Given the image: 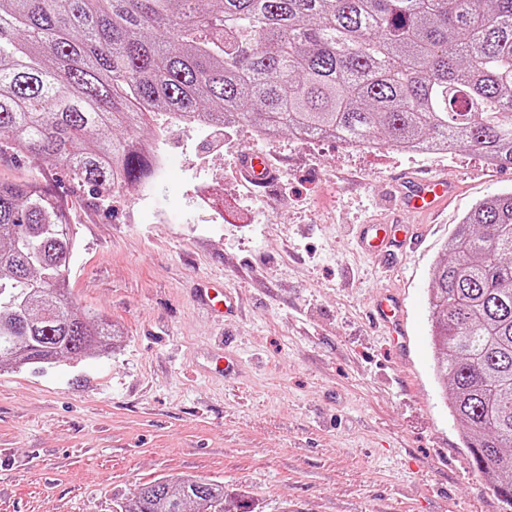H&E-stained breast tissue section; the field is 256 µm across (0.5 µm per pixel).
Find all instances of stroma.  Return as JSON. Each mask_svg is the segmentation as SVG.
Wrapping results in <instances>:
<instances>
[{
  "label": "stroma",
  "instance_id": "35a3bbf8",
  "mask_svg": "<svg viewBox=\"0 0 512 512\" xmlns=\"http://www.w3.org/2000/svg\"><path fill=\"white\" fill-rule=\"evenodd\" d=\"M137 133L162 136L165 170L105 206L49 161L0 155V181L64 204L70 293L114 333L86 355L0 365V512H112L136 485L180 476L223 483L250 512H503L433 375L428 293L456 224L511 191L512 168L472 149L208 137L161 113ZM252 150L277 164L270 189L237 177ZM429 174L456 190L421 241L393 267L363 254L359 225L397 218L393 179ZM213 278L237 306L221 321L201 300ZM385 288L405 298L403 355L369 317ZM228 341L239 363L223 380Z\"/></svg>",
  "mask_w": 512,
  "mask_h": 512
}]
</instances>
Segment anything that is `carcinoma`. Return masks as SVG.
I'll return each instance as SVG.
<instances>
[{
  "instance_id": "cac0c4a2",
  "label": "carcinoma",
  "mask_w": 512,
  "mask_h": 512,
  "mask_svg": "<svg viewBox=\"0 0 512 512\" xmlns=\"http://www.w3.org/2000/svg\"><path fill=\"white\" fill-rule=\"evenodd\" d=\"M0 0V154L102 201L151 177L137 127L472 148L512 168V0ZM120 125L127 133L117 136ZM76 236L36 183L0 181V364L108 346L66 275ZM432 273L434 373L478 470L512 498V191L475 204ZM243 512L224 485L155 480L115 512Z\"/></svg>"
}]
</instances>
